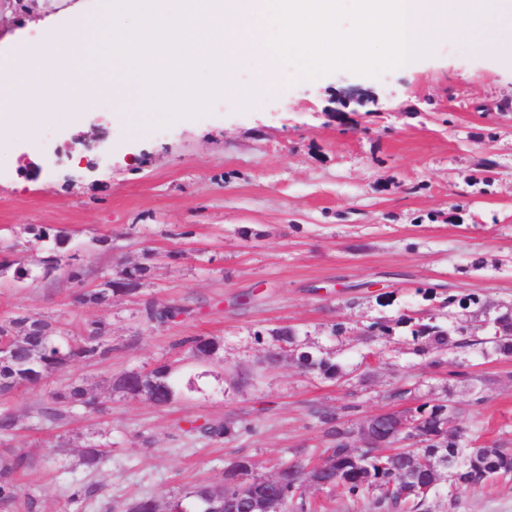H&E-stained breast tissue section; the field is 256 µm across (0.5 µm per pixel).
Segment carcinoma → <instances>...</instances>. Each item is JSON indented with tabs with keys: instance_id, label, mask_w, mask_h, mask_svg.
Wrapping results in <instances>:
<instances>
[{
	"instance_id": "carcinoma-1",
	"label": "carcinoma",
	"mask_w": 512,
	"mask_h": 512,
	"mask_svg": "<svg viewBox=\"0 0 512 512\" xmlns=\"http://www.w3.org/2000/svg\"><path fill=\"white\" fill-rule=\"evenodd\" d=\"M147 268L130 267L122 271L116 288H93L78 296L82 306H100L117 296L138 292ZM445 304L452 307L444 325L422 323L407 314L398 317L397 323L409 328L413 344L424 352L437 356L435 363L448 364V380L478 383L481 378L469 371L467 356L471 353L484 358L491 356L512 357V306L482 303L470 294H448ZM146 317L159 324L167 323L184 312L181 307L152 301L145 307ZM105 326L93 324L80 338L72 340L57 334L56 327L45 319L16 317L0 324V340L11 342V349L0 354V392H10L33 386L48 375L77 359L101 360L111 354L112 347L105 341ZM276 341L288 348H295L299 366L306 372H318L334 378L341 374V366L328 358L317 357L308 346L298 341L292 328L281 329ZM186 347L199 358L214 355L217 344L210 338L191 337L175 343ZM452 350L458 359L445 362L443 355ZM138 372H125L113 376L112 387L132 397L146 395L157 406H167L180 395L174 379V369L159 366L146 373L148 390L134 389L129 381L137 380ZM82 409L87 413L98 412V405L91 393L76 382L67 383L51 392L34 410L40 422H55L65 413ZM359 405L346 402L333 409L318 407L313 411L324 428L329 444L322 451L321 461L330 465L321 472V480L336 482L351 501H372L378 509H407L420 512L429 497L408 492L412 485H429L430 493L439 489L442 473H447L449 485L455 489L477 488L494 484L512 475V448L496 441L477 444L478 438L454 426L456 417L464 412L451 396L426 399L416 411L424 419L425 433L414 441L412 458L381 451L387 445L392 425L384 418L371 428L373 442L367 447L354 430L344 424L343 418L355 414ZM190 432L222 440L232 433L223 423L190 422ZM108 450L103 445H89L81 452L83 467L97 471L105 462ZM438 460L452 463L446 471H432ZM32 465L24 454H0V505H12L21 496L18 475ZM257 464L248 457H239L224 470L221 480L202 482L192 486L194 497L173 495L165 501L151 496L136 498L128 503L111 507L112 512H164L170 504L181 503L186 512H210L211 502L222 499L229 512H249L248 495L256 491L269 493L282 502V507L295 498V490L307 475V466L300 462L282 463L277 467V483L256 473Z\"/></svg>"
}]
</instances>
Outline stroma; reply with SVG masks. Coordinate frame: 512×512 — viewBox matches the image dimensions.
<instances>
[{"label":"stroma","instance_id":"stroma-1","mask_svg":"<svg viewBox=\"0 0 512 512\" xmlns=\"http://www.w3.org/2000/svg\"><path fill=\"white\" fill-rule=\"evenodd\" d=\"M102 4L0 0V47ZM276 71L264 90L254 62L242 61L239 94L139 133L111 95L97 96L79 125L59 100L50 120L34 119L29 135L0 149V263L21 257L39 272L49 245L32 228L65 234L50 277L17 282L0 272V323L46 319L78 336L98 321L112 344L106 361L78 359L41 384L0 393V413L17 419L0 432V453L35 460L22 494L38 512L163 500L217 479L239 456L272 476L278 462L326 447L317 407L356 402L346 419L355 429L399 410L387 393L403 382L421 398L452 385L460 428L512 441V359L474 357L475 374L492 380L475 406L469 385L449 383L395 323L406 312L446 322L452 289L512 304V111L499 109L512 101V26L503 25L494 56L473 55L453 37L415 66L376 77L339 70L308 79L281 61ZM247 89L260 97L255 107L244 103ZM133 265L147 269L138 293L102 307L76 303ZM150 301L185 313L151 322ZM378 320L393 323L391 338L365 343L363 328ZM285 327L341 364L342 376L305 373L286 354L270 361ZM188 336L215 340L216 353L199 361L174 348ZM163 364L185 387L168 406L111 386L112 375ZM69 381L88 388L103 413L38 423L34 408ZM190 420L228 422L234 433L213 442L185 433ZM91 444L111 451L94 473L80 463ZM76 486L93 487L91 500L72 504ZM23 499L0 512H26ZM427 510L512 512V479L442 487Z\"/></svg>","mask_w":512,"mask_h":512}]
</instances>
